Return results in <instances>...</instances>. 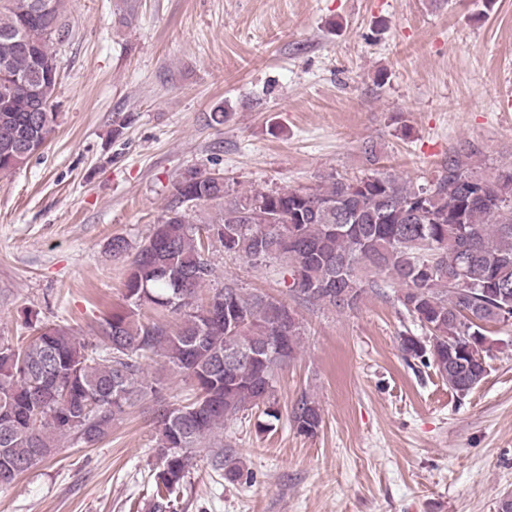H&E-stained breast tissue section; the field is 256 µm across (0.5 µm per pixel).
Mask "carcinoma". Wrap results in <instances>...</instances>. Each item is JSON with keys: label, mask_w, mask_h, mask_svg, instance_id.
I'll return each instance as SVG.
<instances>
[{"label": "carcinoma", "mask_w": 512, "mask_h": 512, "mask_svg": "<svg viewBox=\"0 0 512 512\" xmlns=\"http://www.w3.org/2000/svg\"><path fill=\"white\" fill-rule=\"evenodd\" d=\"M65 0H0V176L23 168L15 150L33 156L54 131L57 113L34 112L35 92L55 86L56 45L63 41ZM137 0H116L118 25L132 24ZM362 151L369 172L330 176L306 187L233 194L202 171L173 184L149 238L132 248L112 238V256L127 259L123 303L103 315L100 345L89 348L66 328L36 327L22 345L0 341V486L49 458L62 439L94 445L146 392L156 399L157 507L184 482L193 451L224 422L254 407L279 419L278 370L299 354L304 327L281 299L229 282L199 300L214 277L198 208L218 217L205 226L224 253L277 265L299 281L298 302L356 308L385 275L396 301L420 328L401 338L407 359L432 366L458 393L486 376L490 329L512 326V165L488 171L478 150L452 151L422 183L379 166L376 147ZM179 320L176 326L167 316ZM159 358L189 380L194 396L166 402L145 386L143 363ZM290 421L304 435L322 422L303 395ZM224 479L244 476L239 459L216 454Z\"/></svg>", "instance_id": "1"}]
</instances>
